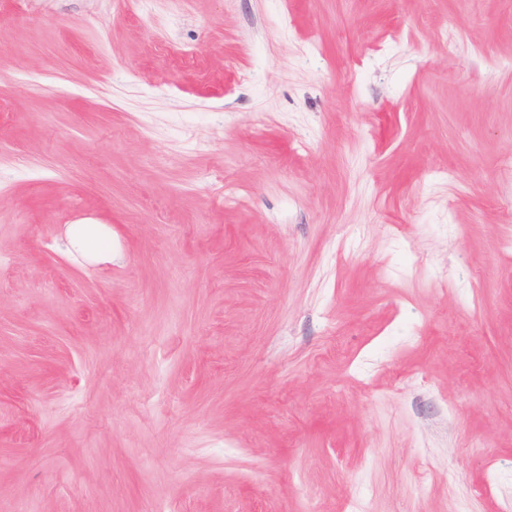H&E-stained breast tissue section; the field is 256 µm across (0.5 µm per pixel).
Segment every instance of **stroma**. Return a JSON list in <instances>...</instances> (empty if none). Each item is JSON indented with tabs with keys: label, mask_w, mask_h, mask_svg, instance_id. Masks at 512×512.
<instances>
[{
	"label": "stroma",
	"mask_w": 512,
	"mask_h": 512,
	"mask_svg": "<svg viewBox=\"0 0 512 512\" xmlns=\"http://www.w3.org/2000/svg\"><path fill=\"white\" fill-rule=\"evenodd\" d=\"M507 59L512 0H0V512H512ZM88 226H94L93 229ZM94 234L108 238L109 230L105 225H82L76 224L71 225L68 233V244L73 247H79L83 250H92L89 246L91 240H93Z\"/></svg>",
	"instance_id": "35a3bbf8"
}]
</instances>
